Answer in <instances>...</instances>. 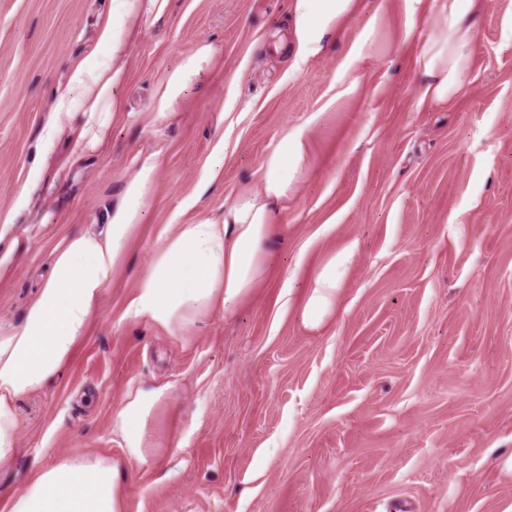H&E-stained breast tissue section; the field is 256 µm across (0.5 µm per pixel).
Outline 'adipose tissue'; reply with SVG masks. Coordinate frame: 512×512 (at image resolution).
<instances>
[{
  "label": "adipose tissue",
  "instance_id": "1",
  "mask_svg": "<svg viewBox=\"0 0 512 512\" xmlns=\"http://www.w3.org/2000/svg\"><path fill=\"white\" fill-rule=\"evenodd\" d=\"M169 0H110L98 31L105 50L95 63L73 61L53 98L50 121L41 139L43 153L71 141L96 150L122 115L121 92L132 47L167 14ZM440 21L424 41L420 68L424 95L444 102L468 76L475 0H404L408 22L427 8ZM290 34L275 51L294 50L297 59L320 58L355 0H291ZM216 51L205 45L185 58L164 93L176 97L197 81ZM306 132L285 134L266 153L258 187L243 188L225 204L220 218L169 225L140 277L128 312L172 333L191 335L216 312L232 313L264 281L281 206L306 176ZM152 168H144L116 209H104L94 228L64 236L51 251L47 276L20 322L0 329V470L18 449L16 400L41 390L69 363L119 267L137 223L154 190ZM352 250L329 260L313 280L301 317L319 328L336 311V267ZM169 387L137 389L116 412L112 429L129 460L148 463L158 449L150 441L157 408ZM0 512H123L119 463L89 456L67 458L38 471L21 493L0 501Z\"/></svg>",
  "mask_w": 512,
  "mask_h": 512
}]
</instances>
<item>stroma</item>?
Instances as JSON below:
<instances>
[{"label": "stroma", "instance_id": "stroma-1", "mask_svg": "<svg viewBox=\"0 0 512 512\" xmlns=\"http://www.w3.org/2000/svg\"><path fill=\"white\" fill-rule=\"evenodd\" d=\"M357 0L318 60L266 42L290 0H170L131 49L117 120L92 154L59 143L61 179L35 163L52 90L96 48L108 0H0V326L31 304L63 236L98 223L144 163L154 191L71 363L17 401L19 448L0 499L73 456L124 466V512H506L512 474V0H482L465 87L423 96L422 42L403 0ZM204 42L201 83L159 117L161 94ZM357 83L356 92L340 91ZM336 106L325 110L328 99ZM308 132L266 280L232 314L180 336L127 316L167 225L216 218L287 133ZM28 198H21V191ZM336 313L301 308L327 260ZM293 275L290 300L281 296ZM171 386L163 452L127 460L124 397Z\"/></svg>", "mask_w": 512, "mask_h": 512}]
</instances>
